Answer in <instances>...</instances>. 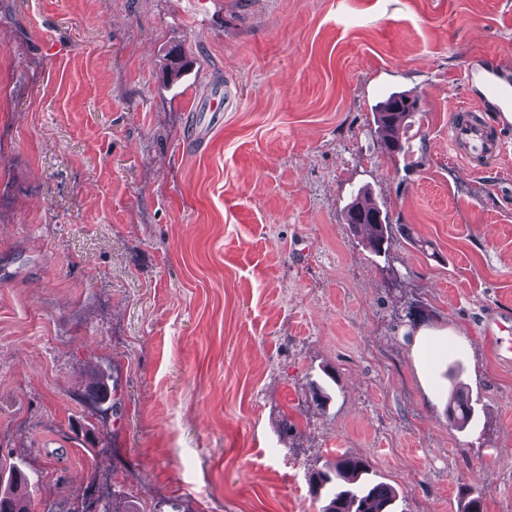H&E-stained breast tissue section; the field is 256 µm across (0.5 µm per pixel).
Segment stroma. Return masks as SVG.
Segmentation results:
<instances>
[{
  "mask_svg": "<svg viewBox=\"0 0 512 512\" xmlns=\"http://www.w3.org/2000/svg\"><path fill=\"white\" fill-rule=\"evenodd\" d=\"M477 56L512 72V0H0V460L30 512H319L344 454L394 512H512V362L479 333L512 308V149L448 151ZM398 107L402 109L401 112H389L391 108ZM415 112H418V100L406 94L391 95L380 106L378 126L382 143L390 142L395 146L389 155L404 151V144L396 137V132L404 121ZM347 223L369 230L371 234L370 244L376 251L381 249L384 242V228H387V224L386 216H383L379 207L366 200L364 202H354L348 208ZM459 393L460 392L455 391L451 394L448 407L452 405L453 411L450 412L448 410V415L454 422L460 424L461 427H464L472 421L474 416V407L468 397L460 399Z\"/></svg>",
  "mask_w": 512,
  "mask_h": 512,
  "instance_id": "obj_1",
  "label": "stroma"
}]
</instances>
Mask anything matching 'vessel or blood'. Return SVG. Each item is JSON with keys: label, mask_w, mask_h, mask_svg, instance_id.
<instances>
[{"label": "vessel or blood", "mask_w": 512, "mask_h": 512, "mask_svg": "<svg viewBox=\"0 0 512 512\" xmlns=\"http://www.w3.org/2000/svg\"><path fill=\"white\" fill-rule=\"evenodd\" d=\"M466 87H479L476 109L457 111L448 124V146L456 158L478 166L496 161L505 151L512 129L491 121L490 113L512 112V76L494 65L466 66Z\"/></svg>", "instance_id": "b4317fda"}]
</instances>
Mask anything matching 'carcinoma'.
Listing matches in <instances>:
<instances>
[{"instance_id": "obj_1", "label": "carcinoma", "mask_w": 512, "mask_h": 512, "mask_svg": "<svg viewBox=\"0 0 512 512\" xmlns=\"http://www.w3.org/2000/svg\"><path fill=\"white\" fill-rule=\"evenodd\" d=\"M418 111V100L406 94L389 96L379 109V133L382 143L394 144V152L404 151V144L396 132L404 121ZM347 223L370 231V244L380 250L384 242L386 217L376 205L367 201L352 203L347 211ZM449 404L453 411L449 417L465 426L474 416L470 400L451 394ZM369 472L368 462L355 456H340L332 465L312 473L310 492L316 499L324 498L321 512H392L396 494L388 485L374 483L364 475ZM27 480L16 471L12 473L11 490L0 494V512H29L26 492Z\"/></svg>"}]
</instances>
